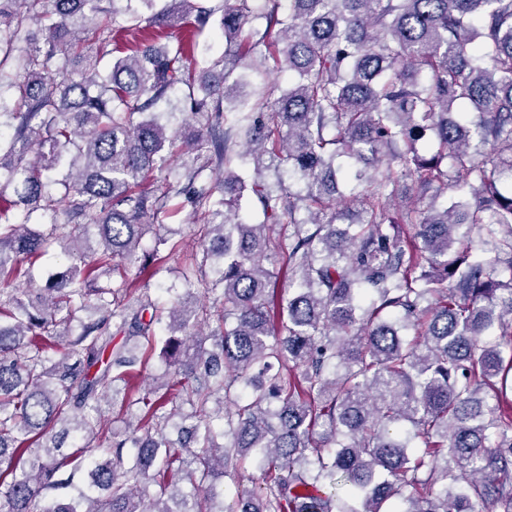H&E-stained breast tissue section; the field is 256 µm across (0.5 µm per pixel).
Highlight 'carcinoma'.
Here are the masks:
<instances>
[{
	"mask_svg": "<svg viewBox=\"0 0 512 512\" xmlns=\"http://www.w3.org/2000/svg\"><path fill=\"white\" fill-rule=\"evenodd\" d=\"M156 2L0 0V512H512V0ZM173 196L167 307L130 272ZM224 54V36L217 27L205 30L198 38L194 56L198 61ZM181 200L180 197L172 198L169 202V213L159 218L160 224H166L174 230L175 234L170 235L172 240L181 244L179 250L166 257L163 262L164 269L150 280L152 297L159 298L164 303L171 298L170 294L157 291V286L175 288L171 292L172 296H175V292L183 293L182 289L185 287L178 271L191 261L192 254L196 251L199 224L189 218L186 210L180 208Z\"/></svg>",
	"mask_w": 512,
	"mask_h": 512,
	"instance_id": "obj_1",
	"label": "carcinoma"
}]
</instances>
